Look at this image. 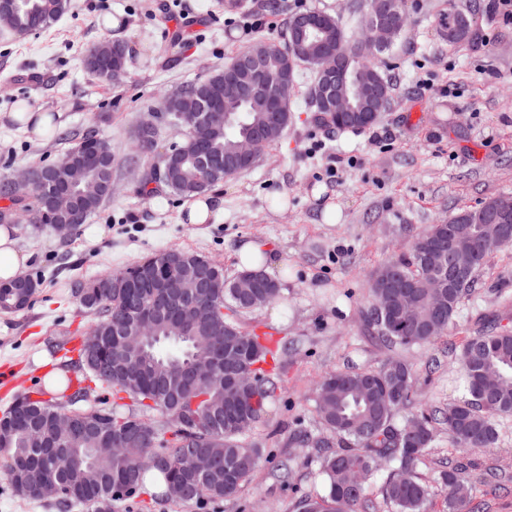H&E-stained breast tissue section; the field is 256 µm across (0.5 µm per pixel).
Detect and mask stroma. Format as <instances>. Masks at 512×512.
Listing matches in <instances>:
<instances>
[{
	"instance_id": "obj_1",
	"label": "stroma",
	"mask_w": 512,
	"mask_h": 512,
	"mask_svg": "<svg viewBox=\"0 0 512 512\" xmlns=\"http://www.w3.org/2000/svg\"><path fill=\"white\" fill-rule=\"evenodd\" d=\"M451 10L473 19L471 38L459 45L440 33L439 20ZM257 11L256 41L284 36L289 19L306 11L337 16L357 35L368 0H69L49 28L0 37V176L53 163L72 146V134L86 129L116 159L111 199L75 235L61 238L44 224L16 227L37 288L23 310L0 312V413L17 397L45 390L61 368L57 344L89 335L93 317L76 299V284L171 248L208 256L228 277L238 272L234 252L245 240L288 261L276 277L279 298L240 316L289 343L283 387L249 435L263 450L255 479L230 502L176 504L143 487L113 512H138L140 498L151 500V512H301L304 498L329 492L320 459L299 440L329 435L315 410L322 376L405 361L415 373V398L396 413L400 425L466 396L459 354L477 317L512 324V245L486 258L446 336L391 348L362 321L378 264L408 252L429 225L488 198L512 197V24L491 17L488 0H406L404 31L378 57L392 77V104L373 129L316 124L308 107L314 73L299 65L291 124L251 169L219 185L224 210L206 229L184 223V197L165 187L143 190L148 167L129 162L138 128L147 121L157 127L160 152L180 140L160 110L162 95L222 69L245 46L238 24ZM106 38L129 53L127 74L116 83L83 63L85 51ZM25 102L52 116L50 135L33 139L15 123L12 114ZM329 202L340 207L333 224L322 220ZM98 224L108 234L94 241L89 230ZM495 423L496 447L472 450L453 447L436 426L419 478L435 484L442 465L460 464L484 512H512V414Z\"/></svg>"
}]
</instances>
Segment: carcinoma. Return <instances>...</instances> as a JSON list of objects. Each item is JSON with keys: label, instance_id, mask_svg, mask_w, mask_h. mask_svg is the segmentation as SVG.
<instances>
[{"label": "carcinoma", "instance_id": "cac0c4a2", "mask_svg": "<svg viewBox=\"0 0 512 512\" xmlns=\"http://www.w3.org/2000/svg\"><path fill=\"white\" fill-rule=\"evenodd\" d=\"M66 9L65 0H17L14 15L0 16V27H23L38 31L57 20ZM441 26L455 29L450 44L468 41L471 19L461 12H451ZM340 41L349 47L343 23L330 18L324 30L308 41L317 52L324 42ZM377 74L384 85V97L372 94L373 79H367L362 110L385 112L391 104V83L386 71ZM217 99L229 110L222 124L198 131L210 146L211 154L221 160H235L238 145L255 137L263 150L280 139L287 126L272 125L261 98L238 103L239 96L224 88L222 72L205 81L186 85L168 93L161 111L170 121L185 128L181 140L169 146L171 157H159L144 178V183L159 180L181 196L204 193L232 176L224 171L199 185V169L194 154L197 141L191 129L205 115L207 99ZM115 162L87 174L75 188L86 216H91L111 195L103 192L112 183ZM0 223L13 220L27 224L54 225L52 203L36 187L11 182L0 177ZM488 199L476 209H465L451 218L457 223L456 245L438 262L426 263L420 254L428 239L446 231L445 224H432L412 243L409 254L393 256L382 262L370 278L371 302L364 314V324L377 333L388 346H412L429 343L448 332L464 295L472 288L474 275L492 252L512 244V215L508 234H502V222L487 219L492 213ZM171 254L166 250L143 262L112 272L106 280L95 279L76 290L79 304L95 318L92 332L105 343L78 349V358H68L66 365L92 374L112 398L129 400L128 414L118 417L108 407L106 397L91 387H78L70 396L56 400L31 396L18 398L26 411L28 426L12 425V411L0 418V471L11 491L32 501H51L63 512L89 499L116 502L134 496L148 472L163 475L165 495L175 502L206 500L220 502L237 496L243 484L258 471L262 449L248 439L262 419L268 401L278 388L279 359L285 346L254 329L244 327L235 316L274 302L280 296L278 283L263 273L240 272L224 276V268L206 256L178 251L189 264L205 263L218 272L224 285L223 302L209 318H196L191 308L177 302L172 311L146 328L152 343L150 360L134 373L121 370L122 352L113 339L116 324L125 319L126 289L121 281L137 278L144 301L156 292V270ZM441 271L450 277L449 291L436 296L425 288L426 276ZM414 280L417 288L409 300L418 308V320L412 326L398 316H375L385 300L386 287L398 280ZM226 308L231 314L221 312ZM478 334L464 345L460 361L467 384V396L401 426L393 422L395 414L414 401V375L401 360H391L376 370L333 371L326 374L317 388V413L335 441H312L321 454L329 493L324 498H307L303 512H376L374 499L367 491V480L381 461L399 462L397 473L380 489L384 503L395 512H428L432 497L430 486L416 470L433 441L435 425L448 431L456 448H493L498 441L495 418L512 412V328L490 325L478 319ZM234 347L224 366L232 367L235 381L223 372L204 384L208 399L200 404L203 412L224 418V428L211 431L188 427L179 418V401L161 392V381L169 371L186 369L211 359L215 344ZM79 402L87 408L76 407ZM157 411L164 419L154 421L147 413ZM97 419L104 431L136 427L154 433V443H130L114 450L106 448L104 435L81 436L62 421ZM204 448L208 469L191 474L183 468V459L192 448ZM440 491L447 512H480L475 505L473 487L460 475L459 468L445 467L439 472Z\"/></svg>", "mask_w": 512, "mask_h": 512}]
</instances>
